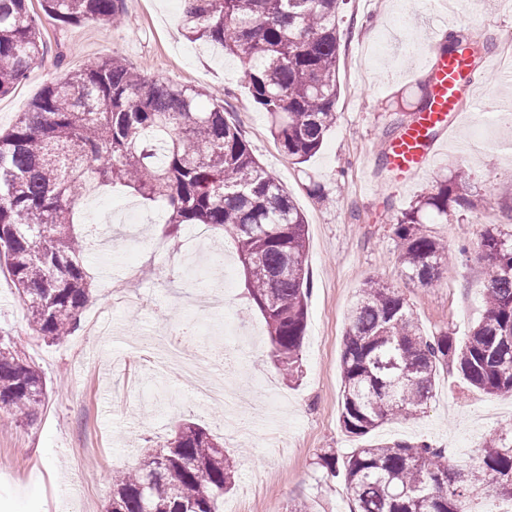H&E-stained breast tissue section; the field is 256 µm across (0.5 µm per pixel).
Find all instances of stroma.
Returning a JSON list of instances; mask_svg holds the SVG:
<instances>
[{
  "mask_svg": "<svg viewBox=\"0 0 512 512\" xmlns=\"http://www.w3.org/2000/svg\"><path fill=\"white\" fill-rule=\"evenodd\" d=\"M123 23L60 26L32 0L45 44L43 56L10 94L0 97V131L12 127L43 88L65 73L110 54L169 84L218 94L230 121L243 131L261 164L288 191L308 227L310 278L301 373L280 375L268 355L265 322L250 300L240 263L226 283L227 314L257 331L247 359L220 366L246 398L238 407L242 435L219 426V411L195 399L176 378L142 361L145 340L165 342L167 325L194 327L186 345L208 353L225 348L224 328L189 308L183 286L191 226L152 242L112 233L92 239L85 264L93 298L83 323L58 343L28 325L23 304L0 275V330L39 367L48 399L31 423L0 416V512H104L115 470L132 466L139 451L165 443L179 420L195 423L223 443L238 470L224 500L238 512H339L346 492L318 466L320 453L355 448L339 424L340 356L346 317L369 278L398 289L426 331L453 329L465 338L484 314L487 272L474 253L487 223L512 225V120L488 118L486 102H512V0H472L468 11L448 0H347L338 14L340 35L337 121L306 163L288 160L269 132L267 115L253 102L238 59L220 47L190 42L179 26L180 0H126ZM464 29L487 42L492 66L478 70L455 129L431 166L397 187L379 157L388 129L408 121L435 53L433 29ZM470 172L484 206L428 216L429 233L446 247L440 279L416 288L401 275L397 215L434 192L456 168ZM124 283L113 297L111 281ZM109 319L112 332L94 336L89 322ZM274 377L265 395L259 380ZM512 426V397L469 387L456 371H441L434 399L413 420L382 425L371 441L425 439L444 448L459 443L476 453L482 438Z\"/></svg>",
  "mask_w": 512,
  "mask_h": 512,
  "instance_id": "stroma-1",
  "label": "stroma"
}]
</instances>
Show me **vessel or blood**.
<instances>
[{
	"mask_svg": "<svg viewBox=\"0 0 512 512\" xmlns=\"http://www.w3.org/2000/svg\"><path fill=\"white\" fill-rule=\"evenodd\" d=\"M428 65L434 78L430 107L385 149L388 170L404 182L430 167L443 137L452 130L463 96L474 88L465 56L433 55Z\"/></svg>",
	"mask_w": 512,
	"mask_h": 512,
	"instance_id": "b4317fda",
	"label": "vessel or blood"
}]
</instances>
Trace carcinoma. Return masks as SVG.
<instances>
[{
    "label": "carcinoma",
    "instance_id": "1",
    "mask_svg": "<svg viewBox=\"0 0 512 512\" xmlns=\"http://www.w3.org/2000/svg\"><path fill=\"white\" fill-rule=\"evenodd\" d=\"M343 0H181L185 35L236 57L254 103L288 159L308 161L336 124L337 13ZM59 25H110L125 0H40ZM487 46L459 30L440 55L467 54L474 67ZM44 54L28 0H0V96L10 94ZM120 185L162 204L168 233L203 224L231 237L250 299L263 315L269 353L282 374L300 368L310 284L303 214L253 156L242 131L211 93L150 79L117 56L101 57L47 85L0 132V270L25 305L37 336L59 342L76 332L91 300L87 236L75 214L85 199ZM470 175L459 168L420 206L396 218L401 273L427 288L442 274L444 246L420 212L448 217L472 208ZM487 270L485 313L467 340L446 328L424 332L403 294L380 280L359 289L347 315L340 359L339 420L352 438L386 422L419 416L440 370L471 387L512 395V230L488 224L476 243ZM41 372L0 334V412L31 422L46 402ZM467 469L426 440L361 444L350 455L318 456L341 478L351 512H475L493 491L512 499V427L484 439ZM236 485L224 446L191 422L118 470L106 512H220Z\"/></svg>",
    "mask_w": 512,
    "mask_h": 512
}]
</instances>
